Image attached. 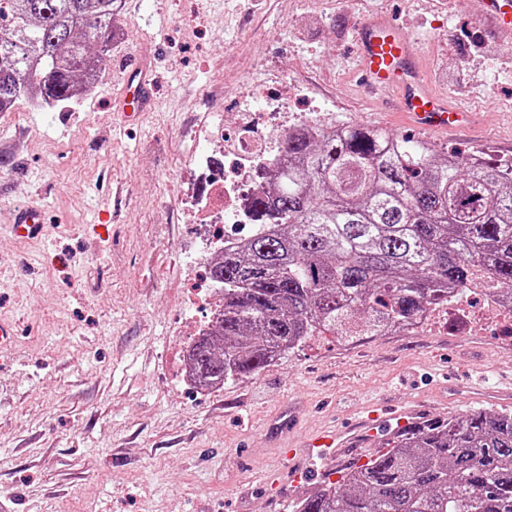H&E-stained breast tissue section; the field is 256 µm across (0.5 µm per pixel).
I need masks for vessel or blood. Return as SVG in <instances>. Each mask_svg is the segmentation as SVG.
I'll use <instances>...</instances> for the list:
<instances>
[{
  "mask_svg": "<svg viewBox=\"0 0 512 512\" xmlns=\"http://www.w3.org/2000/svg\"><path fill=\"white\" fill-rule=\"evenodd\" d=\"M482 18L500 34L512 37V0H483ZM355 44L361 79L373 90L395 92L400 111L417 125L439 130L467 125L466 112L431 92L424 77L422 55L401 27L384 16H372L360 26ZM156 80L154 67L146 57L117 75L114 105L123 121L135 120L153 108ZM45 227L42 208L31 203L16 212L12 229L19 238L38 242L46 235ZM390 421L401 432L421 425L423 417L415 407L396 413L376 407L350 426L302 437L300 447L286 446L281 455L291 461L302 448L308 457L331 463L357 451L371 440L378 427Z\"/></svg>",
  "mask_w": 512,
  "mask_h": 512,
  "instance_id": "b4317fda",
  "label": "vessel or blood"
}]
</instances>
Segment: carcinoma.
Instances as JSON below:
<instances>
[{"instance_id": "carcinoma-1", "label": "carcinoma", "mask_w": 512, "mask_h": 512, "mask_svg": "<svg viewBox=\"0 0 512 512\" xmlns=\"http://www.w3.org/2000/svg\"><path fill=\"white\" fill-rule=\"evenodd\" d=\"M118 0H0V112L85 95ZM252 202L266 229L210 270L224 316L191 345L201 381L254 375L313 336L400 330L448 286L483 279L512 303V159L494 167L347 125L297 131ZM295 512H512V412L471 410L401 434Z\"/></svg>"}]
</instances>
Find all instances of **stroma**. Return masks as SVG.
<instances>
[{"mask_svg": "<svg viewBox=\"0 0 512 512\" xmlns=\"http://www.w3.org/2000/svg\"><path fill=\"white\" fill-rule=\"evenodd\" d=\"M483 0H121L105 71L77 104L19 102L0 118V503L11 512H281L279 423L311 432L375 402H422L429 419L470 410L450 387L512 371L494 320L447 319L348 343L319 336L264 371L202 395L181 382L205 268L203 229L180 205L194 134L282 99L321 123L377 126L440 152L512 157V38ZM376 13L423 44L432 87L474 114L460 133L421 130L366 97L356 30ZM150 55L155 106L121 126L113 74ZM37 202L48 237L11 233Z\"/></svg>", "mask_w": 512, "mask_h": 512, "instance_id": "stroma-1", "label": "stroma"}]
</instances>
